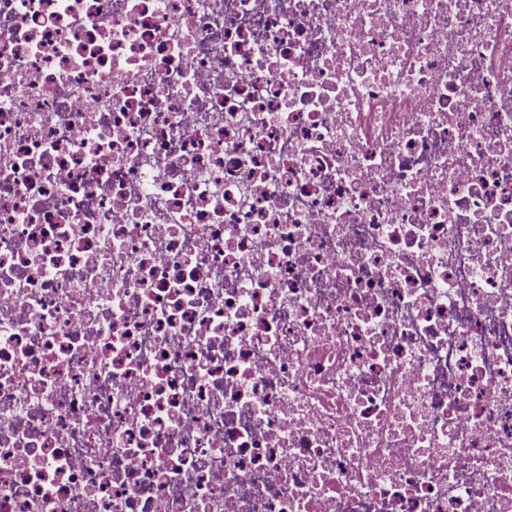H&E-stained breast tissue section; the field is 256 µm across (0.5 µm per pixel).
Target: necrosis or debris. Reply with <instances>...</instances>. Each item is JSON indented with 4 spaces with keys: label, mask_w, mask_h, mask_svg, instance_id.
I'll use <instances>...</instances> for the list:
<instances>
[{
    "label": "necrosis or debris",
    "mask_w": 512,
    "mask_h": 512,
    "mask_svg": "<svg viewBox=\"0 0 512 512\" xmlns=\"http://www.w3.org/2000/svg\"><path fill=\"white\" fill-rule=\"evenodd\" d=\"M0 512H512V0H0Z\"/></svg>",
    "instance_id": "necrosis-or-debris-1"
}]
</instances>
